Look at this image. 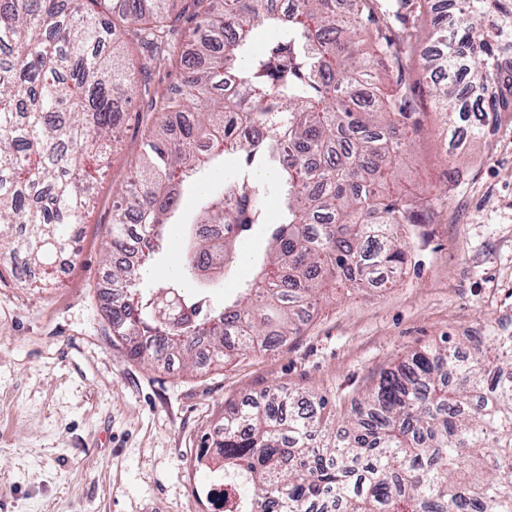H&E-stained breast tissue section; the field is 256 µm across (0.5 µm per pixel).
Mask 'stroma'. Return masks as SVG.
I'll list each match as a JSON object with an SVG mask.
<instances>
[{
	"mask_svg": "<svg viewBox=\"0 0 512 512\" xmlns=\"http://www.w3.org/2000/svg\"><path fill=\"white\" fill-rule=\"evenodd\" d=\"M432 26L404 4L382 30L400 63L377 84L404 86L413 110L390 186L425 201L406 264L383 288L327 282L299 335L207 370L129 358L102 311L113 198L143 148L151 98L177 74L135 69L65 280L50 266L37 278L0 269V512H224L221 463L202 450L225 406L300 389L325 395L337 418L413 349L512 323V112L481 139L450 142L423 60ZM266 245L259 225L241 237L242 261L211 285L212 303L250 278Z\"/></svg>",
	"mask_w": 512,
	"mask_h": 512,
	"instance_id": "35a3bbf8",
	"label": "stroma"
}]
</instances>
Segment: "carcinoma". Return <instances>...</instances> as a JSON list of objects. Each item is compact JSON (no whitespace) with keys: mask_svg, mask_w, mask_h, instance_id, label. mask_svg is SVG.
<instances>
[{"mask_svg":"<svg viewBox=\"0 0 512 512\" xmlns=\"http://www.w3.org/2000/svg\"><path fill=\"white\" fill-rule=\"evenodd\" d=\"M98 0H0V257L50 266L73 248L89 214L99 163L133 90L117 30L166 36L171 0H122L123 25L100 22ZM208 38L182 53L174 85L125 188L113 201L105 262L115 297L112 339L154 365H222L302 330L323 283L365 287L402 269L403 233L424 203L383 191L407 147V93L365 100L376 63L395 62L372 34L373 0H205ZM453 27L434 21L428 68L448 133L479 139L512 112V0H461ZM276 32L262 54L257 26ZM83 163L77 165L71 150ZM237 160L234 178L206 189L173 272L178 187L203 168ZM279 203L270 219L266 198ZM269 237L256 273L221 307L207 273L229 274L238 239ZM315 394L269 392L231 404L212 455L224 462L225 512H512V333L489 328L461 347L424 346L380 373L337 430Z\"/></svg>","mask_w":512,"mask_h":512,"instance_id":"obj_1","label":"carcinoma"}]
</instances>
